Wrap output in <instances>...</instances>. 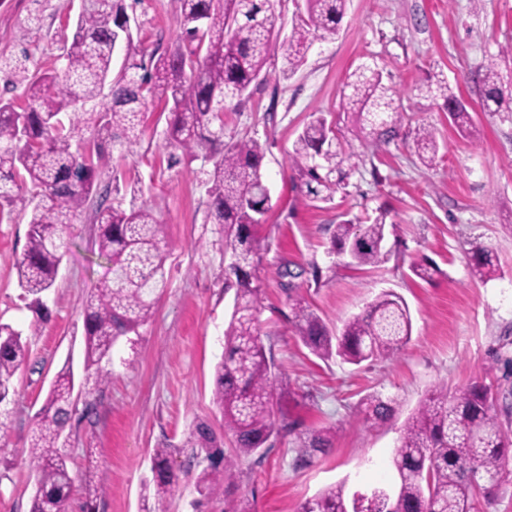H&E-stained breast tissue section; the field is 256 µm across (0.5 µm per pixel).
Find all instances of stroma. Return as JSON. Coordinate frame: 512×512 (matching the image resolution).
Listing matches in <instances>:
<instances>
[{
    "mask_svg": "<svg viewBox=\"0 0 512 512\" xmlns=\"http://www.w3.org/2000/svg\"><path fill=\"white\" fill-rule=\"evenodd\" d=\"M34 7V0H0V56L26 51L39 67L51 69L72 39L79 10L69 0H51L42 27L24 31ZM128 13L145 51L177 47L175 0H131ZM510 42L512 0H349L335 41H314L305 63L287 77L281 58L272 57L243 99L227 104L225 141L254 139L265 148L270 209L259 228L266 244L259 330L279 379L277 408L294 429L271 437L264 454L238 458L233 484H217L204 498L195 484L201 467L186 442L201 420L224 430L213 402L214 374L235 291L224 286V227L208 217L200 165L171 161L164 146L168 111L164 101H155L140 143L132 152H113L98 180L138 182L141 200L156 202L168 286L151 319L117 339L112 381L89 394L91 412L73 415L68 512H141L142 486L158 448L171 449L179 475L169 512H226L239 503L251 512H300L330 485L376 480L390 464L405 419L434 386L483 384L512 404V112L481 111L476 81L494 56L503 78L512 77V58L498 56ZM372 61L405 114L387 141L364 137L340 109L348 75ZM433 75L466 102L474 138L458 134L442 100L418 96L417 86ZM315 112L337 123L354 147L343 165L345 188L329 201L309 198L289 161ZM423 124L440 144L430 168L420 163L413 143ZM95 208L88 203L71 225L70 246L40 314L30 308L16 274L28 219L0 220V321L22 330L30 346L14 377L10 416L0 426V512H29L33 481L23 452L58 370L68 360L82 367V301L107 271L91 247ZM382 211L391 228L378 267H349L330 254L336 224H364ZM478 245L498 259L493 280L470 275L468 253ZM426 261L440 272L425 281L411 267ZM384 290L404 298L412 319L410 341L390 357L359 366L337 357L324 361L293 329L295 300L335 330ZM374 393L396 399L393 422L363 421L360 406ZM316 431L330 432L332 446L299 465L300 441ZM89 475L105 487L91 502L83 490ZM196 500L202 503L197 511Z\"/></svg>",
    "mask_w": 512,
    "mask_h": 512,
    "instance_id": "obj_1",
    "label": "stroma"
}]
</instances>
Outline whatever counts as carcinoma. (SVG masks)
<instances>
[{
  "label": "carcinoma",
  "instance_id": "1",
  "mask_svg": "<svg viewBox=\"0 0 512 512\" xmlns=\"http://www.w3.org/2000/svg\"><path fill=\"white\" fill-rule=\"evenodd\" d=\"M176 2L185 49L153 53L147 63L145 51L125 28L126 0H84L71 43L61 55L62 65L52 73L37 67L26 51L16 59L0 56V71L13 83L25 85V105L0 98V220L6 214L30 213L28 242L16 270L24 295L41 306L58 276L67 227L97 191L98 175L109 165L114 149L133 150L143 134L149 103L158 93L164 96L170 114L165 146L181 152L190 163H212L209 213L214 223L224 225V253L230 255L224 275L236 287L213 393L235 457L224 455V441L203 422L187 440L193 458L209 462L196 477L197 491L204 496L216 480L234 481V458L251 456L273 434L293 430L286 420L276 424V378L258 328L262 291L256 267L264 244L257 227L270 203L262 173L263 149L254 139L224 143V106L242 99L271 57L281 56L286 74L303 63L313 41L335 39L347 0H304V15L284 40L275 34L271 0ZM119 35L124 64L114 78L113 44ZM478 77L486 111L512 101V86L503 87L496 60H489ZM107 85L111 101L104 104L100 97ZM417 91L423 98L443 99L459 134H473L467 107L445 80H430ZM395 96L378 65L365 63L345 84L343 109L357 114L377 138L402 125L404 113ZM414 143L423 163L432 164L438 152L434 129L419 127ZM351 149L323 115L312 116L290 155L307 195L323 201L333 198L344 185L340 173ZM99 198L94 244L108 272L83 300V377L75 380L73 364H63L32 431L30 512H65L73 486L65 431L76 411L75 388L89 393L110 383L112 372L105 363L115 340L137 332L167 288L162 229L153 207H124L118 187L104 189ZM385 238L383 215L370 224L345 221L336 225L332 249L356 266L376 267L386 256ZM470 268L473 277L488 281L498 270L497 258L491 249L477 247ZM293 327L318 358L338 356L354 365L393 355L412 335L407 303L386 290L335 333L297 299ZM28 355L22 332L0 323V417L7 412L14 376ZM495 402L485 385L451 397L448 386L433 387L400 430L391 485L359 496L341 483L306 501L301 512H488L493 488L503 478L505 460L512 453V431L498 419ZM363 405L364 419L375 423H387L397 412L395 399L379 393L365 398ZM301 447L302 456H313L326 453L331 442L313 435ZM170 456L168 448L154 450L142 512H168L178 483Z\"/></svg>",
  "mask_w": 512,
  "mask_h": 512
}]
</instances>
